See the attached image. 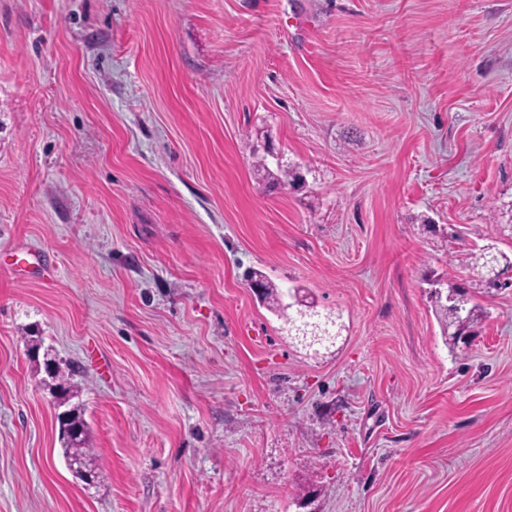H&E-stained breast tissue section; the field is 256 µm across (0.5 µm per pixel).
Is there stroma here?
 <instances>
[{"instance_id": "stroma-1", "label": "stroma", "mask_w": 512, "mask_h": 512, "mask_svg": "<svg viewBox=\"0 0 512 512\" xmlns=\"http://www.w3.org/2000/svg\"><path fill=\"white\" fill-rule=\"evenodd\" d=\"M486 246L512 257V0H0V512H512ZM250 267L339 337L301 344ZM436 280L485 312L454 353ZM470 255L469 268L476 271L482 282L488 273L490 276L494 274L496 267H512V259L507 254L503 252L494 253L490 247H485ZM70 423L72 424L73 431H77V433L69 435L67 442L63 443L64 454L68 460L67 465L75 478L81 480L85 486L91 487L96 483L98 475L96 472L88 470L93 469L89 448H84L87 425L81 414L77 413L74 408Z\"/></svg>"}]
</instances>
